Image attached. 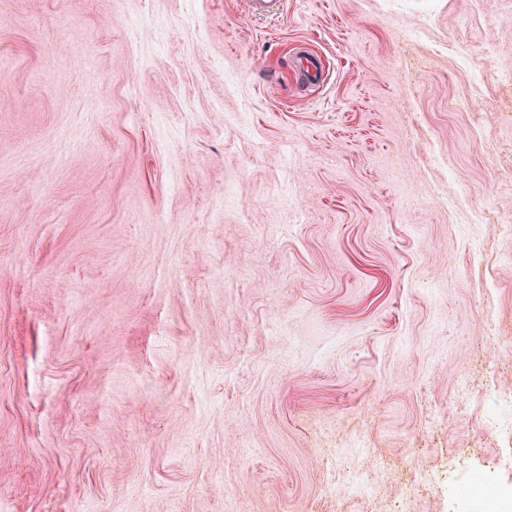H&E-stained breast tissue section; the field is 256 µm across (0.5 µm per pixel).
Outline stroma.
<instances>
[{
	"label": "stroma",
	"mask_w": 512,
	"mask_h": 512,
	"mask_svg": "<svg viewBox=\"0 0 512 512\" xmlns=\"http://www.w3.org/2000/svg\"><path fill=\"white\" fill-rule=\"evenodd\" d=\"M501 214L512 0H0V512H483Z\"/></svg>",
	"instance_id": "35a3bbf8"
}]
</instances>
